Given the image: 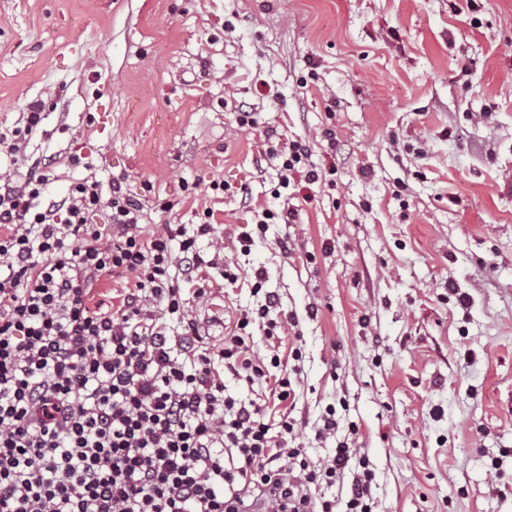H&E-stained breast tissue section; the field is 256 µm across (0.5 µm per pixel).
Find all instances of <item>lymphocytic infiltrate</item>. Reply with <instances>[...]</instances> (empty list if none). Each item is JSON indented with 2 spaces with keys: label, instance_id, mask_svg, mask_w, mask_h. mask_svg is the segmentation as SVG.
<instances>
[{
  "label": "lymphocytic infiltrate",
  "instance_id": "lymphocytic-infiltrate-1",
  "mask_svg": "<svg viewBox=\"0 0 512 512\" xmlns=\"http://www.w3.org/2000/svg\"><path fill=\"white\" fill-rule=\"evenodd\" d=\"M42 111L31 103L0 134L13 163L0 171V512H242L250 490L264 512H334L317 490L348 469L344 512H373L369 457L337 440L333 456L309 459L288 371L250 344L252 327L271 338L294 324L271 318L276 298L219 344L188 318L197 239L222 241L213 209L190 235L142 225L118 180L87 176L46 199L47 175L25 165ZM263 154L281 187L320 178L306 141L271 131ZM117 276L116 303L97 302ZM228 373L263 380V398L226 395Z\"/></svg>",
  "mask_w": 512,
  "mask_h": 512
}]
</instances>
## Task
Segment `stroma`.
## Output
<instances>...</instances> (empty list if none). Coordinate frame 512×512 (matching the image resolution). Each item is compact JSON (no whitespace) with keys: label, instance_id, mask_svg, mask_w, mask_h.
Segmentation results:
<instances>
[{"label":"stroma","instance_id":"obj_1","mask_svg":"<svg viewBox=\"0 0 512 512\" xmlns=\"http://www.w3.org/2000/svg\"><path fill=\"white\" fill-rule=\"evenodd\" d=\"M34 100L48 197L93 175L147 224L214 209L189 313L216 342L278 296L310 458L350 438L374 512H512V0H0V131ZM271 130L309 142L318 182L257 173ZM262 218L260 219L259 213L257 217L259 218L256 224H245L241 227V231L238 234V242L242 248V250H247L251 243L254 241V234L262 235L265 233L266 224H269L268 220H281L282 222H277L278 224H292L295 223V218L297 216V210L293 208L284 209L280 214H274L268 210H263L261 212ZM255 226V227H250Z\"/></svg>","mask_w":512,"mask_h":512}]
</instances>
